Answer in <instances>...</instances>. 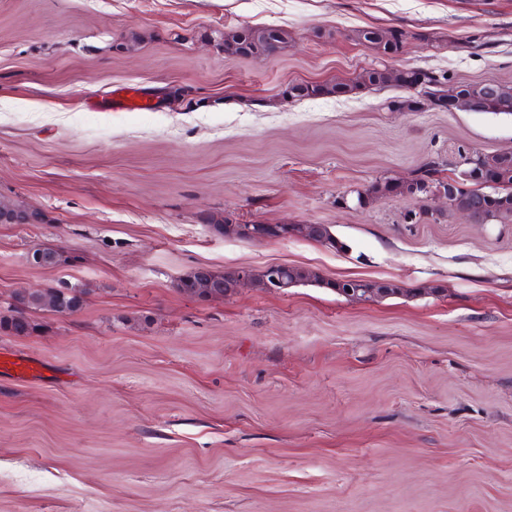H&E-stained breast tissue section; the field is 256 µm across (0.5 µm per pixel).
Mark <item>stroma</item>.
Listing matches in <instances>:
<instances>
[{
    "label": "stroma",
    "mask_w": 512,
    "mask_h": 512,
    "mask_svg": "<svg viewBox=\"0 0 512 512\" xmlns=\"http://www.w3.org/2000/svg\"><path fill=\"white\" fill-rule=\"evenodd\" d=\"M273 26V56L225 48ZM399 29L403 52L357 39ZM451 89L512 85V0H0V312L32 313L0 352V512H512V224L449 213L443 192L361 206L377 180L512 151V115L394 107L372 68ZM345 81L302 100L296 83ZM118 85L147 110H112ZM219 224H324L247 241ZM58 249L43 269L29 253ZM313 279L220 299L199 266ZM341 279L398 284L359 301ZM285 32L276 27H242L238 30L224 32V44L235 43L239 52L247 56H267L268 37L285 43ZM341 89H345L341 91ZM354 90V87L348 83L344 82H336L335 85L329 87V85H320V84H307L301 87H292L290 89V95L292 97H297L299 99L302 98H312L319 97L325 95H333L343 96L341 94L350 93ZM61 288H68L67 286ZM69 295L62 294L58 289L23 291L16 294V304L9 316H0V330H7L14 334H29L37 328L26 316L25 312L52 311L57 314H71L81 309L84 289L78 286L68 288ZM58 291L56 303L52 292ZM0 370H8L17 377L36 376L40 372V368L27 360L26 358L15 356L0 357Z\"/></svg>",
    "instance_id": "obj_1"
}]
</instances>
